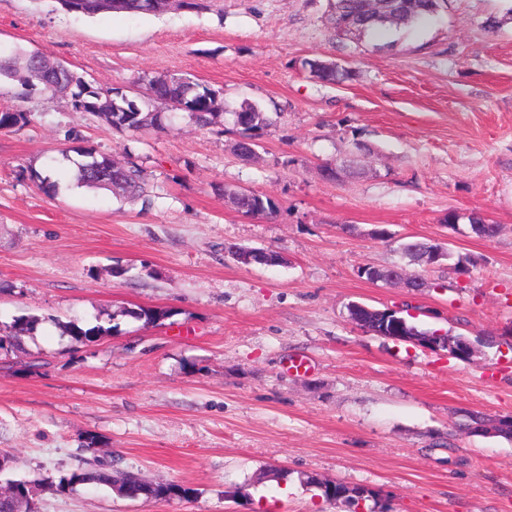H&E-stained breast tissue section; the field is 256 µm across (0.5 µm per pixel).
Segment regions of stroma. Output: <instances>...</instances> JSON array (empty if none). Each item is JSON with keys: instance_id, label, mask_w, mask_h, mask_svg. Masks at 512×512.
<instances>
[{"instance_id": "stroma-1", "label": "stroma", "mask_w": 512, "mask_h": 512, "mask_svg": "<svg viewBox=\"0 0 512 512\" xmlns=\"http://www.w3.org/2000/svg\"><path fill=\"white\" fill-rule=\"evenodd\" d=\"M14 49L144 101L148 78L166 74L224 98L214 125L185 116L130 133L0 83V110L31 115L0 131V330L39 319L0 350V451L11 478L41 479L38 512H351L301 484L306 472L372 489L364 512H512V439L471 431L512 417V0H444L428 20L359 40L335 30L327 0L91 17L0 0V50ZM316 57L353 78L315 81L305 62ZM245 101L272 119L249 159L235 150ZM84 149L140 165L152 206L76 186ZM34 169L51 170L56 195ZM228 188L278 209L244 215ZM472 212L499 234H473ZM377 227L391 239L372 238ZM417 239L446 241L466 272L419 268L417 292L359 276L401 262V243ZM228 243L285 262L244 266ZM355 302L464 335L474 352L366 332L349 319ZM139 307L171 315L148 325L128 317ZM73 319L117 329L82 345L59 328ZM295 359L308 369L289 371ZM88 431L115 469L196 496L59 490L88 458Z\"/></svg>"}]
</instances>
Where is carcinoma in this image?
<instances>
[{
  "label": "carcinoma",
  "instance_id": "1",
  "mask_svg": "<svg viewBox=\"0 0 512 512\" xmlns=\"http://www.w3.org/2000/svg\"><path fill=\"white\" fill-rule=\"evenodd\" d=\"M442 0H398L397 6H391V0H329L330 17L336 29L345 25L356 28V37L360 38L381 28L410 26L435 15ZM192 8L193 0H112V4L97 7L88 12L94 16L107 9L116 12L159 13L172 6ZM47 56L32 51L25 56L26 77L20 82V95L28 96L35 91L43 94H62L69 98L75 112H91L102 116L112 127L137 132L151 127L163 130L174 114L182 111L197 125L207 127L220 115L219 92L188 77L177 75L158 76L149 79L153 91V103L145 104L138 97H130L112 89L95 87L82 76L65 66L47 68L43 60ZM17 55L0 53V79L12 80L16 77ZM310 74L321 82H342L352 77V71L332 61L308 59ZM29 122V115L21 111H1L0 130L20 128ZM234 123L242 130V138L236 144L241 157H251L258 146L256 132L266 129L271 119L258 105L244 102L234 113ZM86 160L76 167L75 183L79 187L101 188L119 196L142 199L145 206L150 205V195L146 194V174L134 162L118 164L108 156L98 155L91 150L83 152ZM32 180L38 188L48 195L58 191V182L46 172L32 171ZM236 209L245 215H269L277 210V204L269 197L259 194L239 197L237 191L224 190ZM126 315L147 324H161L171 315L163 308H144L128 310ZM63 334L80 344L93 343L100 336L112 334L114 327L95 325L84 328L78 320L61 324ZM300 482L321 490L326 499L348 495L347 502L357 504L358 500L375 497L373 492H365L363 487H349L341 484L335 488H324L318 478L312 474L300 475ZM120 484L125 491L124 497L137 500H170L174 498L188 500L196 494V489L180 483L166 482L155 486L141 483L130 474L112 469V465L95 458L88 466L73 472L62 479L59 487L74 490L78 485L113 488Z\"/></svg>",
  "mask_w": 512,
  "mask_h": 512
}]
</instances>
